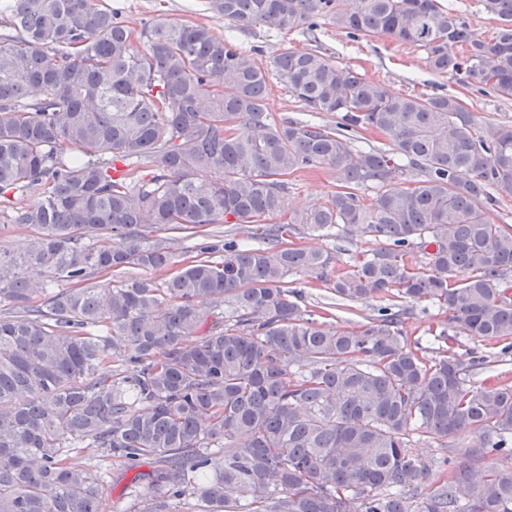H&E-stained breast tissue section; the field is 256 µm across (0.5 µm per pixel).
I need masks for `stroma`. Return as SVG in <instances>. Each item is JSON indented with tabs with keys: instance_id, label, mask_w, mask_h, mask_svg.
<instances>
[{
	"instance_id": "1",
	"label": "stroma",
	"mask_w": 512,
	"mask_h": 512,
	"mask_svg": "<svg viewBox=\"0 0 512 512\" xmlns=\"http://www.w3.org/2000/svg\"><path fill=\"white\" fill-rule=\"evenodd\" d=\"M105 2L118 14L120 20L136 30L162 19L212 24L224 36L232 38L243 50L253 53L257 65L267 71L271 70L272 60L282 47L304 50L316 42L327 50L339 67L353 68L365 73L392 94L426 92L454 95L474 114L479 126H512V100L480 91L475 85L463 86L457 75L431 71L426 65V54L423 50L392 41L383 35H361L353 38L325 20L320 21L311 36L297 29L288 31L267 26L242 28L221 19H212L205 9L204 0ZM333 191L334 184L329 171H314L289 181L286 202L292 208L322 205L327 203ZM300 241L303 245L328 252L333 265L339 267L345 265L354 251L368 250L375 246L374 241L367 237L347 239L333 234H306L301 236ZM409 310L410 314L404 324L409 343L419 344L423 353L435 354L439 343L427 334L426 329L432 322L449 326L448 312L426 300L410 304ZM457 352L466 361L475 354L486 357L487 367L474 368L472 381L489 378L512 385V351L505 353L500 345L463 336L459 339ZM78 460L86 468L102 476L107 503L105 512H125L129 493L138 476L151 469L150 464L141 462L127 469L122 477L116 478L112 475L107 459L98 453L90 450L79 452Z\"/></svg>"
}]
</instances>
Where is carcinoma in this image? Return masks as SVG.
Masks as SVG:
<instances>
[{
    "instance_id": "obj_1",
    "label": "carcinoma",
    "mask_w": 512,
    "mask_h": 512,
    "mask_svg": "<svg viewBox=\"0 0 512 512\" xmlns=\"http://www.w3.org/2000/svg\"><path fill=\"white\" fill-rule=\"evenodd\" d=\"M482 3L489 40L439 0H207L243 27L383 34L512 98V0ZM273 64L336 121L272 123L266 72L208 25L0 0V203L30 231L0 249V512H103L77 448L153 464L128 512H512V387L467 383L455 351L461 334L512 339V225L490 217L512 198V129L453 95H392L320 45ZM322 167L331 199L288 208L287 177ZM332 226L382 242L336 271V301L431 299L453 324L428 326L434 356L408 347L406 306L351 329L302 309L288 277L325 279L330 258L292 238ZM167 230L202 242L183 258ZM413 433L466 440L415 503Z\"/></svg>"
}]
</instances>
